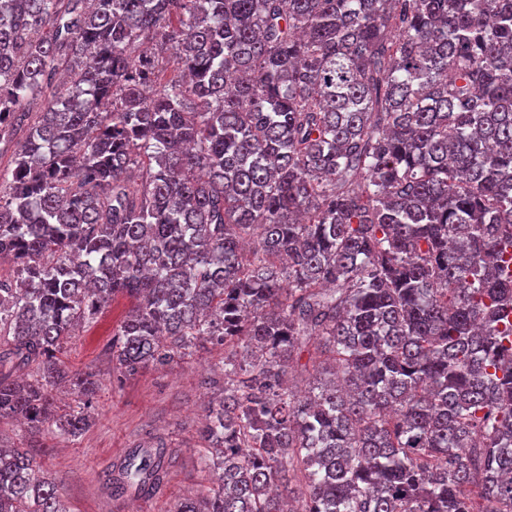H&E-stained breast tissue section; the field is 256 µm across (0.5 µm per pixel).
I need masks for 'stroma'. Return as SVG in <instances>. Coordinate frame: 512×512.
Instances as JSON below:
<instances>
[{
    "instance_id": "obj_1",
    "label": "stroma",
    "mask_w": 512,
    "mask_h": 512,
    "mask_svg": "<svg viewBox=\"0 0 512 512\" xmlns=\"http://www.w3.org/2000/svg\"><path fill=\"white\" fill-rule=\"evenodd\" d=\"M131 303L116 299L98 318L82 326L70 343L68 362L75 371L93 370L101 380L94 400L92 427L76 441L45 434L39 447H30L24 426L0 422V444L31 448L42 470L55 477L68 512H174L182 498L213 488L197 430L210 391L207 377L220 372L224 349L210 346L193 351L163 368L148 367L137 376L112 378V332ZM163 440L172 460L167 474L150 497L134 492L113 495L103 480L113 462L134 444Z\"/></svg>"
}]
</instances>
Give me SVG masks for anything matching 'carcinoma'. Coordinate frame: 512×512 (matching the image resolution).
Segmentation results:
<instances>
[{"mask_svg": "<svg viewBox=\"0 0 512 512\" xmlns=\"http://www.w3.org/2000/svg\"><path fill=\"white\" fill-rule=\"evenodd\" d=\"M0 139L1 421L88 431L121 296L119 382L224 347L174 512H512V0H0ZM0 512H67L23 448Z\"/></svg>", "mask_w": 512, "mask_h": 512, "instance_id": "1", "label": "carcinoma"}]
</instances>
